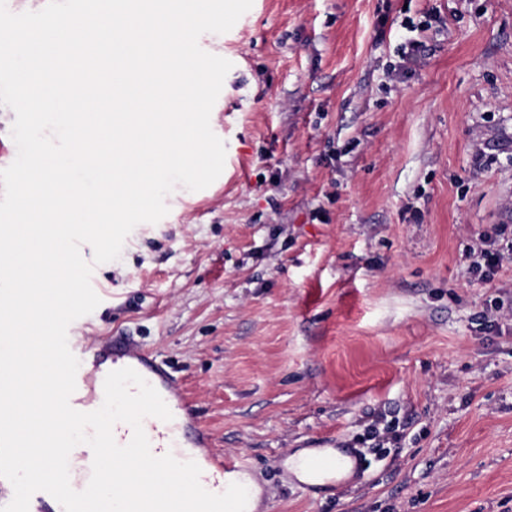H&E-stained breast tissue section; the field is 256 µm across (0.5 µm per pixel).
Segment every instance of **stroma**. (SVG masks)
<instances>
[{
	"label": "stroma",
	"mask_w": 512,
	"mask_h": 512,
	"mask_svg": "<svg viewBox=\"0 0 512 512\" xmlns=\"http://www.w3.org/2000/svg\"><path fill=\"white\" fill-rule=\"evenodd\" d=\"M216 43L224 169L95 267L71 336L159 353L260 512H512V251L488 285L469 257L512 240V0H253ZM328 440L365 469L286 478ZM423 53V54H422ZM425 46L421 40L416 38H405L400 47V62L394 70L395 75L398 76L409 69L411 66L421 62L422 56H425Z\"/></svg>",
	"instance_id": "35a3bbf8"
}]
</instances>
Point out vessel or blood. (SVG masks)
<instances>
[{"instance_id":"obj_1","label":"vessel or blood","mask_w":512,"mask_h":512,"mask_svg":"<svg viewBox=\"0 0 512 512\" xmlns=\"http://www.w3.org/2000/svg\"><path fill=\"white\" fill-rule=\"evenodd\" d=\"M85 351L97 360L99 367L93 373L77 375L76 389L70 397L74 409L97 410L104 401L106 375L123 367L133 368L159 392L172 413L168 421L155 417L144 419L143 428L152 453L157 456L169 453L181 461H195L201 469L202 486L215 494L224 492L229 484L245 483L250 474L245 460L211 451L210 432L200 425L173 371L158 355L121 334L90 343ZM344 465V459L334 449L325 448L304 461L303 477L308 482H332Z\"/></svg>"}]
</instances>
